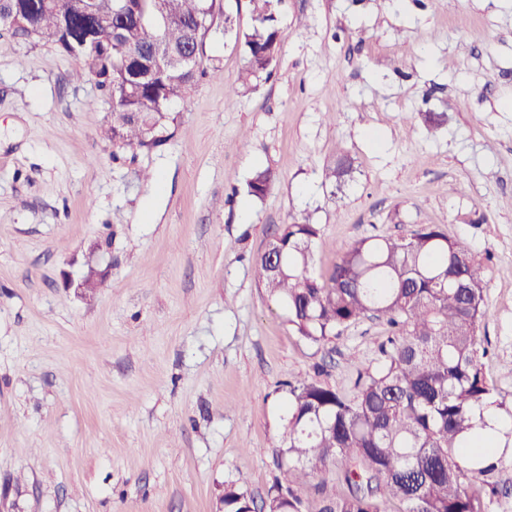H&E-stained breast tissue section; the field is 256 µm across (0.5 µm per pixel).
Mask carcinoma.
<instances>
[{
  "mask_svg": "<svg viewBox=\"0 0 512 512\" xmlns=\"http://www.w3.org/2000/svg\"><path fill=\"white\" fill-rule=\"evenodd\" d=\"M14 0L22 25L0 15V29L22 43L55 48L67 59L85 46L75 76L94 83L111 119L99 137L119 153L150 152L174 137L177 105L200 78L207 39L230 35L247 55L241 82L270 76L278 54L282 0H248L243 30L223 0ZM208 11L209 20L198 19ZM194 56L192 64L185 58ZM141 78H130L131 70ZM352 171L340 152L325 179L342 188ZM273 182L259 169L246 192L264 197ZM322 227L308 217L281 225L270 246L280 256L254 261L257 284L288 313L294 331L322 344L365 317L384 322L390 336L381 359L358 371L350 391L312 378L282 382L288 399L274 460L280 477L263 500L265 512H307L299 494L316 484L317 512H494L508 463L495 440L482 434L477 412L495 407L504 447H512V404L486 376L479 327L485 316L483 267L439 224L404 236L366 237L336 262L326 279L311 273L312 248ZM244 484L224 488V512H252Z\"/></svg>",
  "mask_w": 512,
  "mask_h": 512,
  "instance_id": "1",
  "label": "carcinoma"
}]
</instances>
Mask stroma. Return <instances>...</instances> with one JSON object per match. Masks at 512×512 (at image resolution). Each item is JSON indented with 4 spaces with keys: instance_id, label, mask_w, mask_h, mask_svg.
Masks as SVG:
<instances>
[{
    "instance_id": "obj_1",
    "label": "stroma",
    "mask_w": 512,
    "mask_h": 512,
    "mask_svg": "<svg viewBox=\"0 0 512 512\" xmlns=\"http://www.w3.org/2000/svg\"><path fill=\"white\" fill-rule=\"evenodd\" d=\"M204 66L176 136L116 161L74 62L0 36V512H221L239 481L265 499L283 381L349 391L387 336L365 319L311 344L258 287L253 257L307 215L319 277L421 224L466 245L512 394V0H284L269 80L242 85L219 37ZM92 268L84 297L68 281ZM352 171V162L350 157L340 152L336 155L334 164L327 169L325 179L333 183L334 188L340 190L348 180Z\"/></svg>"
}]
</instances>
